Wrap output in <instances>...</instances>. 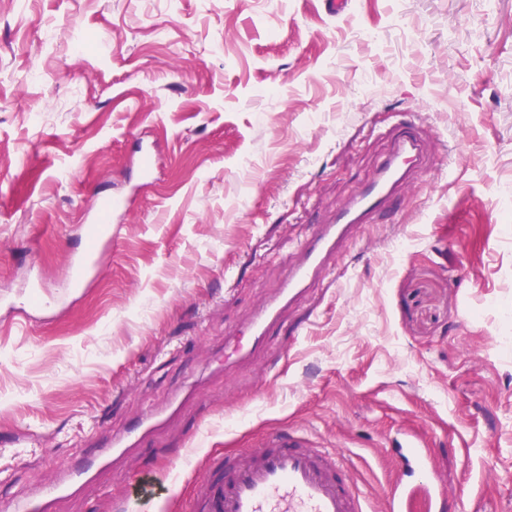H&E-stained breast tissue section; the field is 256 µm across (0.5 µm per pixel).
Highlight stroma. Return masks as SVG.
Listing matches in <instances>:
<instances>
[{
    "label": "stroma",
    "mask_w": 512,
    "mask_h": 512,
    "mask_svg": "<svg viewBox=\"0 0 512 512\" xmlns=\"http://www.w3.org/2000/svg\"><path fill=\"white\" fill-rule=\"evenodd\" d=\"M409 112L428 166L223 369ZM116 194L132 209L67 309L0 300V496L179 393L53 512H175L206 458L284 428L335 452L370 512L404 433L449 512H512V0H0V287L56 288Z\"/></svg>",
    "instance_id": "1"
}]
</instances>
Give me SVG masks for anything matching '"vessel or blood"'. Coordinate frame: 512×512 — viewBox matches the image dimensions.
<instances>
[{
  "label": "vessel or blood",
  "mask_w": 512,
  "mask_h": 512,
  "mask_svg": "<svg viewBox=\"0 0 512 512\" xmlns=\"http://www.w3.org/2000/svg\"><path fill=\"white\" fill-rule=\"evenodd\" d=\"M424 160L425 148L415 127H402L374 175L336 210L330 223L320 225L302 244L299 258L288 268L278 292L259 303L244 327L225 337V364L243 360L266 346L282 311L307 292L322 274L327 258L358 225L371 223L389 206L395 191L410 181L413 170ZM130 209L127 197L116 196L92 216L85 227V248L72 255L60 288L44 295V307L62 310L70 304L112 248L111 216ZM162 419L159 412L145 414L137 426L114 436L105 447L69 458L58 481L28 495L0 498V512H48L56 500L88 490L101 468L138 445ZM394 445L402 473L388 492L387 512H408L411 501L420 495L428 500L432 512H445V491L420 440L407 434ZM263 446L255 458L224 460L222 480L202 475L188 512H368L362 491L343 481L335 454L309 447L306 438L296 432L270 434Z\"/></svg>",
  "instance_id": "b4317fda"
}]
</instances>
